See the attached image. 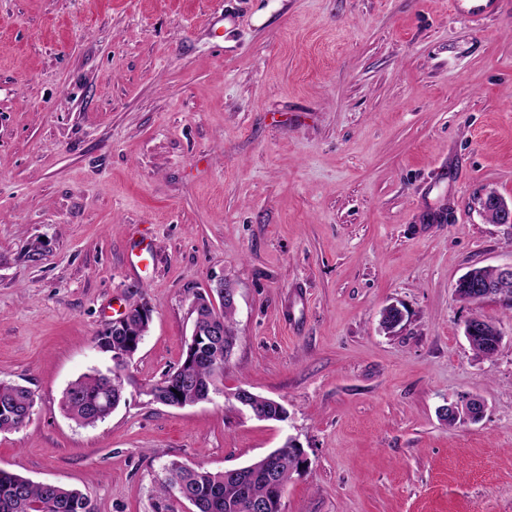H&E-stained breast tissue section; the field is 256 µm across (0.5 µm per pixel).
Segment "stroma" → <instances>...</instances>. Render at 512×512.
I'll return each instance as SVG.
<instances>
[{"label":"stroma","mask_w":512,"mask_h":512,"mask_svg":"<svg viewBox=\"0 0 512 512\" xmlns=\"http://www.w3.org/2000/svg\"><path fill=\"white\" fill-rule=\"evenodd\" d=\"M491 192L512 200V0H0V382L34 395L0 469L96 512H186L157 494L171 461L235 469L292 438L285 512H512V311L455 292L512 263ZM221 279L223 393L64 414L130 302L152 311L146 384ZM240 387L287 419L227 410ZM472 397L479 417L443 421Z\"/></svg>","instance_id":"obj_1"}]
</instances>
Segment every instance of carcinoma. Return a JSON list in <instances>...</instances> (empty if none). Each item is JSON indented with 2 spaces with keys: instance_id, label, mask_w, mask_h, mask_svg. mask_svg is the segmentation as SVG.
Returning <instances> with one entry per match:
<instances>
[{
  "instance_id": "cac0c4a2",
  "label": "carcinoma",
  "mask_w": 512,
  "mask_h": 512,
  "mask_svg": "<svg viewBox=\"0 0 512 512\" xmlns=\"http://www.w3.org/2000/svg\"><path fill=\"white\" fill-rule=\"evenodd\" d=\"M133 309L134 314L122 331L103 333L96 338L101 351L108 353L110 348L123 345L129 336L141 334L139 305H133ZM234 314L235 305L225 303L224 335L211 338V345L204 350L205 360H194L191 353H185L178 367L164 374V386L157 388L159 397H165L172 386L181 400L193 402L219 388L226 366L224 350L237 341ZM192 315L194 329L207 334L208 308L194 307ZM130 384L128 374L114 375L110 367L104 372L94 370L69 385L63 394L62 409L77 424L93 426L125 400ZM32 397V392L23 386L0 382V432L23 426ZM273 454L277 455L278 463L270 476L265 474L260 459L231 478L224 477L222 471L185 468L173 461L167 466L168 477L161 484L160 494L167 498L178 490L193 497L197 512H249L247 505L251 501L265 503L269 505V512H277L275 504L280 493L284 492L293 473L302 468V449L286 442ZM0 512H95V509L86 492L60 485L48 487L0 469Z\"/></svg>"
}]
</instances>
